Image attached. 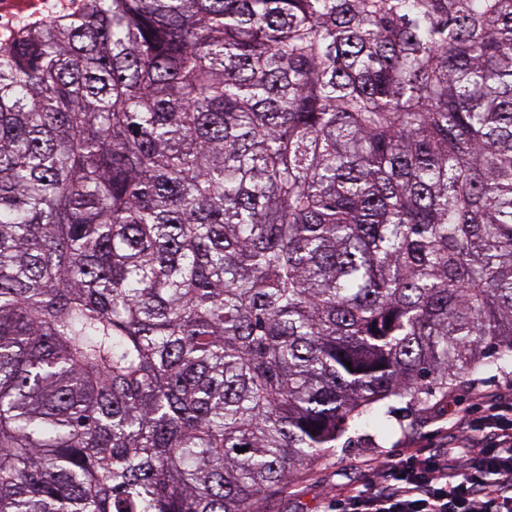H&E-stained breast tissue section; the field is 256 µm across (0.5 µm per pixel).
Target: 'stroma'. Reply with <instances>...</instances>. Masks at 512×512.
I'll list each match as a JSON object with an SVG mask.
<instances>
[{
  "mask_svg": "<svg viewBox=\"0 0 512 512\" xmlns=\"http://www.w3.org/2000/svg\"><path fill=\"white\" fill-rule=\"evenodd\" d=\"M493 401L512 404V363L481 367L468 386L449 391L427 408L405 413L403 429L380 440L378 446L369 443L374 427L345 435L332 452L290 477L283 491L261 508L263 512H322L325 501L339 489H373L378 475L370 461L399 460L410 452L453 447L459 438L457 412L467 408L478 416L484 404Z\"/></svg>",
  "mask_w": 512,
  "mask_h": 512,
  "instance_id": "stroma-1",
  "label": "stroma"
}]
</instances>
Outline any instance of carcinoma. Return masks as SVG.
Listing matches in <instances>:
<instances>
[{"label": "carcinoma", "mask_w": 512, "mask_h": 512, "mask_svg": "<svg viewBox=\"0 0 512 512\" xmlns=\"http://www.w3.org/2000/svg\"><path fill=\"white\" fill-rule=\"evenodd\" d=\"M507 356L512 0H80L0 41V512H260Z\"/></svg>", "instance_id": "1"}]
</instances>
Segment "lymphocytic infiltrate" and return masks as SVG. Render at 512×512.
I'll list each match as a JSON object with an SVG mask.
<instances>
[{"label": "lymphocytic infiltrate", "mask_w": 512, "mask_h": 512, "mask_svg": "<svg viewBox=\"0 0 512 512\" xmlns=\"http://www.w3.org/2000/svg\"><path fill=\"white\" fill-rule=\"evenodd\" d=\"M458 448L410 455L378 467L370 491L350 489L325 512H512V419L496 403L479 417L459 415Z\"/></svg>", "instance_id": "lymphocytic-infiltrate-1"}]
</instances>
